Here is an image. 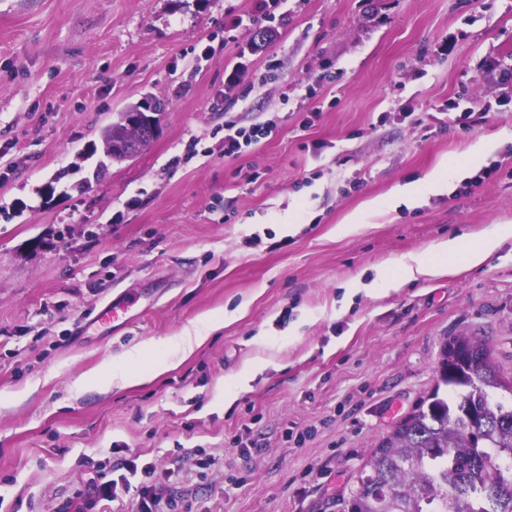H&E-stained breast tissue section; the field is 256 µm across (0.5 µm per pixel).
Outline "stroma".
Instances as JSON below:
<instances>
[{"mask_svg":"<svg viewBox=\"0 0 512 512\" xmlns=\"http://www.w3.org/2000/svg\"><path fill=\"white\" fill-rule=\"evenodd\" d=\"M258 13V0H0V512H139L148 491L170 512H343L372 448L435 388L448 337L486 338L512 376V238L481 267L345 290L512 225V102L482 112L512 75V0ZM260 29L274 38L256 51ZM457 97L470 127L442 112ZM153 98L166 110L149 147L106 157L104 128ZM228 115L276 128L228 158ZM441 163L447 191L385 207ZM120 299L128 322L95 321ZM232 311L150 381L76 386ZM246 367L248 390L211 407ZM102 472L117 501L96 492Z\"/></svg>","mask_w":512,"mask_h":512,"instance_id":"35a3bbf8","label":"stroma"}]
</instances>
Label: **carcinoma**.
<instances>
[{"label": "carcinoma", "instance_id": "1", "mask_svg": "<svg viewBox=\"0 0 512 512\" xmlns=\"http://www.w3.org/2000/svg\"><path fill=\"white\" fill-rule=\"evenodd\" d=\"M465 361L439 390L381 439L351 491L348 512H512V407L493 405L469 388L503 386L485 340L466 336Z\"/></svg>", "mask_w": 512, "mask_h": 512}]
</instances>
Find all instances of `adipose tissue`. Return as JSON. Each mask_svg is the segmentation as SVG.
I'll list each match as a JSON object with an SVG mask.
<instances>
[{
    "instance_id": "obj_1",
    "label": "adipose tissue",
    "mask_w": 512,
    "mask_h": 512,
    "mask_svg": "<svg viewBox=\"0 0 512 512\" xmlns=\"http://www.w3.org/2000/svg\"><path fill=\"white\" fill-rule=\"evenodd\" d=\"M512 237V226H495L475 242L461 237H451L436 242L430 250L416 252L390 262L371 284L361 279L349 282L351 291L367 288L370 291L390 292L421 278H431L458 273L464 269L486 264L501 243ZM223 316L209 317L201 329L182 336L164 337L141 342L117 359L106 360L96 372L84 375L82 384L112 383L122 388L136 382L156 377L168 369L171 362L187 358L195 347L205 340L206 333L222 328Z\"/></svg>"
}]
</instances>
